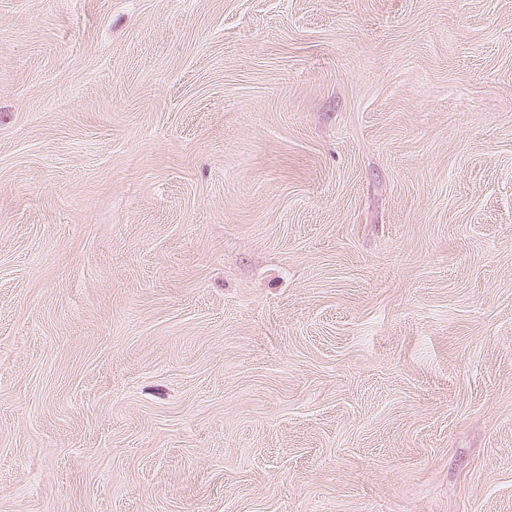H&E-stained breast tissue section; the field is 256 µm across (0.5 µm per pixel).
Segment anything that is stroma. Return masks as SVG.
<instances>
[{
  "instance_id": "obj_1",
  "label": "stroma",
  "mask_w": 512,
  "mask_h": 512,
  "mask_svg": "<svg viewBox=\"0 0 512 512\" xmlns=\"http://www.w3.org/2000/svg\"><path fill=\"white\" fill-rule=\"evenodd\" d=\"M0 512H512V0H0Z\"/></svg>"
}]
</instances>
